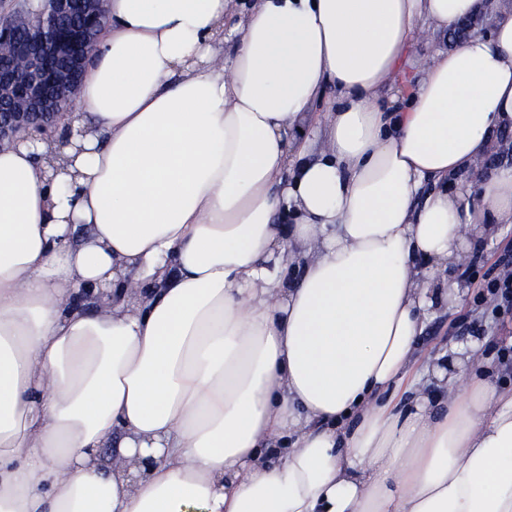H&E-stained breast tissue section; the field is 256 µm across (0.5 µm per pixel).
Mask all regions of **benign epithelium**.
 <instances>
[{
	"instance_id": "obj_1",
	"label": "benign epithelium",
	"mask_w": 512,
	"mask_h": 512,
	"mask_svg": "<svg viewBox=\"0 0 512 512\" xmlns=\"http://www.w3.org/2000/svg\"><path fill=\"white\" fill-rule=\"evenodd\" d=\"M0 22V145L36 125L51 132L71 104L87 48L98 40L105 0H42Z\"/></svg>"
}]
</instances>
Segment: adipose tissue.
<instances>
[{"label": "adipose tissue", "instance_id": "ef3b65f1", "mask_svg": "<svg viewBox=\"0 0 512 512\" xmlns=\"http://www.w3.org/2000/svg\"><path fill=\"white\" fill-rule=\"evenodd\" d=\"M479 6L107 0L0 146V512H512V390L413 361L512 224V11L406 61ZM458 44H454L448 39L447 31L429 29L417 38L416 46L411 52V58L416 63H421L432 48L447 49L453 48Z\"/></svg>", "mask_w": 512, "mask_h": 512}]
</instances>
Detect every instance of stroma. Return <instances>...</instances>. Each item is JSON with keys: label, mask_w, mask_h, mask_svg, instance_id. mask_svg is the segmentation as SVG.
I'll list each match as a JSON object with an SVG mask.
<instances>
[{"label": "stroma", "mask_w": 512, "mask_h": 512, "mask_svg": "<svg viewBox=\"0 0 512 512\" xmlns=\"http://www.w3.org/2000/svg\"><path fill=\"white\" fill-rule=\"evenodd\" d=\"M512 248V224L501 225L498 235L486 241L471 267H459L458 277L466 279L471 292L462 307L440 308L419 337L414 357L417 367L434 362L435 358L456 346L482 342L483 356L489 357L499 375V383L512 385V362L504 356L512 347V310L494 311V303L481 288L487 269L494 267L504 253Z\"/></svg>", "instance_id": "stroma-1"}]
</instances>
